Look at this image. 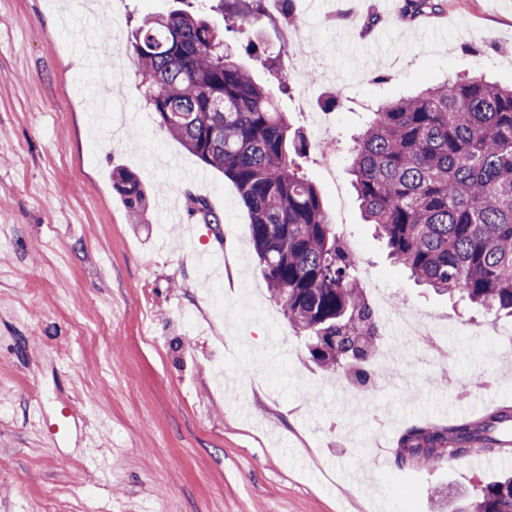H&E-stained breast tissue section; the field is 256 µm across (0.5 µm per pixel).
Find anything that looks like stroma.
Returning a JSON list of instances; mask_svg holds the SVG:
<instances>
[{
	"label": "stroma",
	"mask_w": 512,
	"mask_h": 512,
	"mask_svg": "<svg viewBox=\"0 0 512 512\" xmlns=\"http://www.w3.org/2000/svg\"><path fill=\"white\" fill-rule=\"evenodd\" d=\"M174 0H0V512H434L433 487L476 491L495 466H398L407 426L512 407V319L435 293L394 265L366 224L348 151L362 101L458 76L512 84V0H441L409 22L401 4L294 0L286 39L264 23L235 38L276 64L252 67L310 142L303 170L333 223L362 246L374 286L430 325L467 322L450 357L396 359L395 386L353 401L313 365L271 299L233 184L167 133L128 45L137 20ZM314 78L295 83L290 54ZM336 97L335 194L311 115ZM146 192L131 211L112 176ZM167 198L187 211L173 224ZM205 199L219 221L190 214ZM483 377L480 389L461 384ZM75 418L54 433L63 408Z\"/></svg>",
	"instance_id": "stroma-1"
}]
</instances>
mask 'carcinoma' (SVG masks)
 <instances>
[{
	"label": "carcinoma",
	"instance_id": "1",
	"mask_svg": "<svg viewBox=\"0 0 512 512\" xmlns=\"http://www.w3.org/2000/svg\"><path fill=\"white\" fill-rule=\"evenodd\" d=\"M262 0H214L219 28L185 8L138 21L131 48L143 95L166 131L232 182L250 217V233L271 297L306 339L310 361L354 370L361 384L383 331L336 234L316 185L301 171L309 143L288 139L273 92L242 65L230 43L237 26H257ZM417 18L438 0H405ZM352 185L367 223L393 262L439 293L512 317V87L477 77L449 80L369 113L353 140ZM118 192L134 212L146 197L121 172ZM512 409L451 427H410L398 463L430 468L453 441L460 459L474 443L501 452L498 422ZM512 512V474L481 486L464 508Z\"/></svg>",
	"mask_w": 512,
	"mask_h": 512
}]
</instances>
